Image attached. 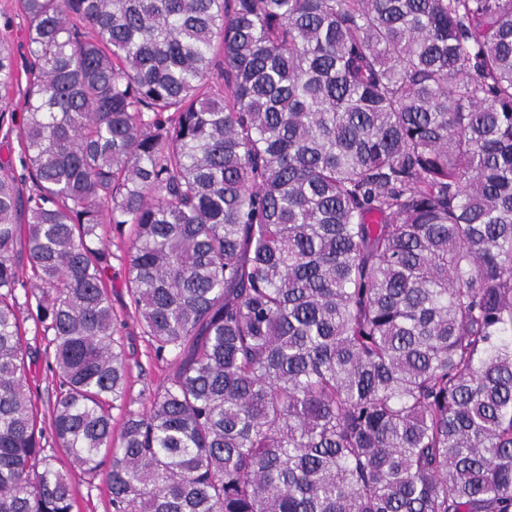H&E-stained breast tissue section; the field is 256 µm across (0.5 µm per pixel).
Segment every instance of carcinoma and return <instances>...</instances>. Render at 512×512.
<instances>
[{
    "label": "carcinoma",
    "mask_w": 512,
    "mask_h": 512,
    "mask_svg": "<svg viewBox=\"0 0 512 512\" xmlns=\"http://www.w3.org/2000/svg\"><path fill=\"white\" fill-rule=\"evenodd\" d=\"M0 512H512V0H19ZM176 371L126 410L100 227ZM52 335L41 443L14 243ZM73 512H113L106 483L99 475L95 479L77 473L73 479Z\"/></svg>",
    "instance_id": "carcinoma-1"
}]
</instances>
